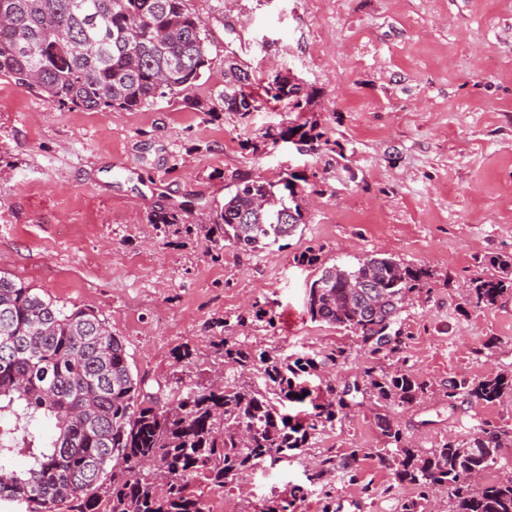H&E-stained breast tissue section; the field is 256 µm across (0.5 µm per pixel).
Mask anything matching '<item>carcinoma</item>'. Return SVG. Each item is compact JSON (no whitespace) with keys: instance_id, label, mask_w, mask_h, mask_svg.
Segmentation results:
<instances>
[{"instance_id":"carcinoma-1","label":"carcinoma","mask_w":512,"mask_h":512,"mask_svg":"<svg viewBox=\"0 0 512 512\" xmlns=\"http://www.w3.org/2000/svg\"><path fill=\"white\" fill-rule=\"evenodd\" d=\"M7 23L0 24V76L36 89L49 100L97 112L135 111L175 95H189L208 65L209 41L202 19L186 0H0ZM228 112L246 116L258 109L248 75L224 61ZM264 95L288 99L292 108L312 95L271 75ZM315 143L321 134L304 124L284 130ZM302 177L290 175L288 199L294 212L281 223L283 208L273 185L261 177L243 180L209 213V223L190 222L181 208L155 216L154 223L191 236L204 234L211 256L224 247L253 252L292 236L305 223ZM430 270L393 256H368L356 268L322 270L309 288L311 319L326 322L368 342L394 336L387 354L402 346L401 313L428 284ZM512 293V260L504 259L470 279L468 303L490 308ZM216 353L233 374L207 386L181 383L146 390L134 375L124 340L100 315L45 299L22 281L0 272V503L14 512H206L194 488L203 479L218 488L266 459L305 448L319 431L351 409L356 393L385 405L404 407L427 384L404 364L364 370L362 383L343 392L329 386L312 395L301 378L316 375L342 356L279 360L227 337ZM512 395V375L448 380V409L461 398L494 403ZM309 402L304 422L280 411L286 402ZM50 420L58 435L37 430ZM378 427L395 452L381 459L395 480L414 485L418 497L401 512H425L432 494L448 490V512H512V475L492 482L481 474L512 442V429L484 424L468 442L450 438L427 452L403 441L385 416ZM354 448L339 461L319 463L322 476L358 461ZM15 457L28 468L8 467Z\"/></svg>"}]
</instances>
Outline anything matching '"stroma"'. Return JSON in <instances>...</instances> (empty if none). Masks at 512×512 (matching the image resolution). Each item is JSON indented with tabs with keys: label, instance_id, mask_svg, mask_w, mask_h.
Masks as SVG:
<instances>
[{
	"label": "stroma",
	"instance_id": "obj_1",
	"mask_svg": "<svg viewBox=\"0 0 512 512\" xmlns=\"http://www.w3.org/2000/svg\"><path fill=\"white\" fill-rule=\"evenodd\" d=\"M205 22L209 65L189 96L138 111L67 108L0 77V271L48 299L93 310L120 336L149 387L206 382L223 365L222 335L280 358L343 354L307 385L336 389L389 367L345 330L311 320L322 268L388 254L432 272L401 314L400 351L431 389L400 408L365 400L311 438L236 476L196 481L208 507L253 512L295 500L297 512H399L414 496L381 460L389 415L409 446L466 442L481 424L512 427V399L449 410L450 377L512 374V297L475 310L464 287L481 264L512 257V0H188ZM257 82L293 73L312 109L269 101L240 117L200 112L224 92V56ZM315 126L318 149L272 144L265 132ZM302 176L313 202L296 234L213 260L203 236L160 232L150 219L183 206L208 213L245 177ZM313 251V265L298 256ZM273 318L255 325L254 307ZM224 320L227 332L210 330ZM193 364L174 362L184 343ZM354 479L315 478L317 463L351 449Z\"/></svg>",
	"mask_w": 512,
	"mask_h": 512
}]
</instances>
